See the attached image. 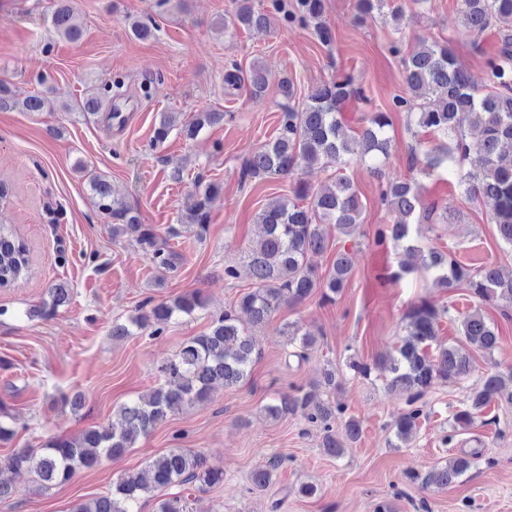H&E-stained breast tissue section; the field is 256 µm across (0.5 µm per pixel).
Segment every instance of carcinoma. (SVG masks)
<instances>
[{
	"label": "carcinoma",
	"mask_w": 512,
	"mask_h": 512,
	"mask_svg": "<svg viewBox=\"0 0 512 512\" xmlns=\"http://www.w3.org/2000/svg\"><path fill=\"white\" fill-rule=\"evenodd\" d=\"M256 2L235 0L233 13L224 16V34L241 27L249 31L266 30L270 26L269 12ZM359 2L368 15H381L386 8L392 19L399 17L400 7L389 5L388 0ZM272 7L282 14L286 25L312 26L323 42L331 41L328 28L320 20L323 0H299L294 11L284 9L279 0H272ZM459 15L462 26L474 36L490 28L497 33L498 49L485 60L484 89L470 83L456 62L450 41H421L402 59L409 96L395 97L393 108L407 113L408 128H420L443 138V143L434 148L412 150V166L419 167L424 174L440 169L465 195L482 201L492 212L499 239L512 248V156L506 154V149H512V0H461ZM51 22L55 32L67 41L74 42L82 36V30L73 23L70 0H56ZM244 80L252 99L265 96L270 79L260 62H253L246 72L235 67L224 78L232 87ZM278 86L284 98L280 103L278 132L244 162L243 177L291 176L304 167L316 165L336 167V176L317 191L300 182L294 198L280 199L258 214L259 232L244 250L255 287L242 295L237 305L224 310L209 332L189 338L174 359L161 365L163 384L120 405L107 427L88 429L75 438L53 436L38 448H19L0 460V502L16 494L11 475L17 472L32 471L49 485L66 483L76 470L93 469L104 460L136 447L140 438L159 423L186 406L206 400L216 387L246 383L258 357L252 332L265 326L282 306L300 304L317 292L323 302H336L352 272L350 254L337 251L331 267L322 276L311 265L310 257L327 249L328 239L322 225L334 224L339 233L350 235L362 222L361 194L345 170L360 162L378 171L386 163L394 148L387 131L390 117L386 112L371 110L360 131L352 135L347 132L340 118L341 108L352 99H363L350 74L317 87L300 108L293 103L294 92L288 79L280 80ZM19 105L27 112H41L47 100L36 93L19 101L0 83V110ZM222 121V112H198L191 120L179 124L176 113L162 112L153 143L164 142L177 126L186 138L193 139L204 128ZM466 163L482 171L480 184H470L461 173V166ZM88 188L95 208L112 224L113 236H134L157 269L172 272L177 268L180 256L168 242L169 237L179 235L176 229H169L168 237L163 238L152 225L140 223L131 206L100 175H89ZM219 192L214 183L196 191L195 203L185 216L187 226L205 229L210 203ZM300 200L308 204L300 205ZM380 202L398 218L377 230L376 242L411 257L414 264L403 267V271L422 270L432 274V285L436 288H465L482 305L512 308V278L504 277L494 267H472L437 248L425 250L416 244L414 225L433 220L437 206L422 205L415 177L387 183L380 192ZM30 264L27 242L13 227L1 224L0 288L22 280ZM48 293L50 301L25 311L28 319L55 315L68 302L70 289L59 283L49 288ZM206 305L203 294L192 291L171 301L143 306L137 315L113 321L112 337L124 338L146 329L158 336L173 320L191 316ZM444 318L454 320L449 308H438L423 300L406 314V338L397 355L372 367L350 363L364 377L378 370L385 374L389 390L406 395L407 409L395 423L396 438L403 443L417 430L423 414L418 401L428 390L438 382L464 379L472 370L470 355L458 347L441 345L437 355L430 354ZM461 331L465 342L480 351L493 350L498 341L495 327L479 307L463 317ZM281 335L288 337V345L295 348L292 355L299 359L317 342L314 334L296 323L286 324ZM509 385L512 386L511 369L487 374L470 392L466 408L454 415L455 424L462 428L474 424ZM264 412L273 419L298 414L320 426L324 432L322 447L333 457L343 453V443L333 430L337 419L344 418L349 438L360 434L359 422L344 417V406L325 400L314 391L296 388L292 393H280L275 402L264 406ZM280 463L279 457H271L267 467L254 474V486L267 488ZM471 466L469 455L452 457L444 466L421 477V485L446 488ZM222 483L223 468L208 464L201 454L188 448H173L155 457L147 473L121 475L112 483L111 491L77 504L73 512H141V501L156 491L195 484L202 489ZM157 512H188L187 501L177 495L161 499Z\"/></svg>",
	"instance_id": "cac0c4a2"
}]
</instances>
